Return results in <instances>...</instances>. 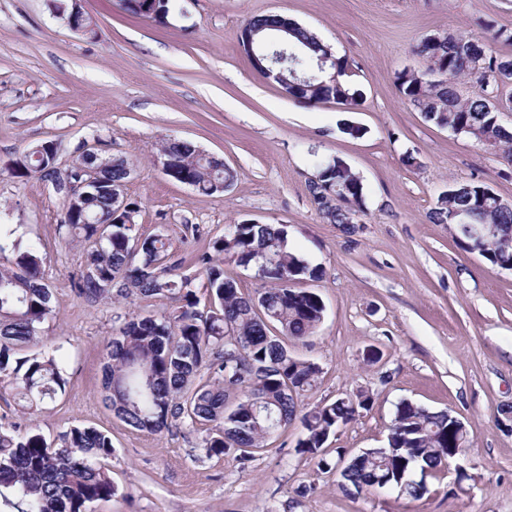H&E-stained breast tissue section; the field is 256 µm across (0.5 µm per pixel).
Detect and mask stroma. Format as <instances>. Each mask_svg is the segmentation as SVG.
<instances>
[{
	"instance_id": "stroma-1",
	"label": "stroma",
	"mask_w": 512,
	"mask_h": 512,
	"mask_svg": "<svg viewBox=\"0 0 512 512\" xmlns=\"http://www.w3.org/2000/svg\"><path fill=\"white\" fill-rule=\"evenodd\" d=\"M57 1L79 5L89 31H72ZM268 14L348 57L361 105L348 113L312 106L255 71L239 34ZM479 17L512 32V0H174L163 24L120 0H0V222L37 244L54 290L43 336L63 340L67 378L46 410L22 411L11 391H0V423L49 439L80 424L109 435L104 464L116 494L95 512H512V270L463 249L447 225L429 219L440 192L458 183L481 182L512 203V164L425 121L394 83L398 70L425 69L416 53L425 36L474 33ZM342 119L363 136L339 133ZM171 138L223 160L236 173L232 186L204 195L165 175L160 148ZM43 142L59 144L64 166L92 145L129 162L126 194L141 232L165 235L199 299L207 292L198 257L225 225L284 227L323 271L305 284L325 304L323 321L288 344L321 368L300 408L358 394L369 407L331 434L319 456L298 448L296 422L245 462L207 458L203 430L151 435L115 418L102 382L116 310L158 314L173 303L135 297L116 306L71 293L82 251L59 228L63 202L12 174L14 161ZM317 157L341 158L363 180L365 213L353 232L325 223L311 201ZM371 348L381 355L374 364ZM403 400L465 424L469 442L457 462L468 481L458 485L450 469L419 500L395 491L345 497L339 461L384 447Z\"/></svg>"
}]
</instances>
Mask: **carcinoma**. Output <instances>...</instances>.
<instances>
[{
	"mask_svg": "<svg viewBox=\"0 0 512 512\" xmlns=\"http://www.w3.org/2000/svg\"><path fill=\"white\" fill-rule=\"evenodd\" d=\"M170 0H134L130 13L159 22L169 13ZM288 27V45L294 53L290 66L306 70L326 53V45L297 22L282 15L251 18L242 33L262 42L272 26ZM426 70L443 71L446 81L428 86L423 72L404 68L395 73L402 97L426 121L477 142L503 149L512 163V131L498 120V110L488 88L512 82V55H500L486 37L445 33L424 38L416 47ZM503 73L499 84L486 83L487 75ZM356 73L337 85L315 81L295 94V99L316 105L334 99L356 106L362 97ZM468 79L475 94L460 100L451 84ZM161 156L173 162L172 178L189 182L206 195L217 185L232 186L235 172L204 154L193 143L168 139ZM53 150L35 146L14 164L19 178H36L53 186L50 161ZM107 162L106 183L128 179L123 157L97 158ZM318 180L309 184L312 203L329 224H355L354 213L364 210L365 188L360 177L342 166V160L317 159ZM458 212L471 224H491L495 234L473 238L463 230L457 240L492 264L512 267V204L488 192L480 182L448 187L438 197L430 218L448 223ZM138 206L127 202L112 213L104 192H95L62 217L66 236L96 245L86 249L72 279L74 295L87 302L143 297H168L176 306L161 315H117L118 332L107 346L103 403L134 430L160 434L174 426L204 428L206 457L229 454L242 462L252 450L263 447L274 432L301 418L303 437L297 447L315 455L336 428L352 422L358 404L347 397L298 415V397L313 387L320 368L315 362L288 353L273 330L296 341L310 336L324 318L322 298L295 287L302 279L318 280L323 271L312 266L288 242L287 231L272 224L224 225V235L212 243L214 254L198 257L205 268L209 305L199 309L188 279L177 278L182 259L168 250L162 234L145 235L137 227ZM16 229L0 224V253L11 244L12 258L0 263V385L8 386L23 402L21 408H40L65 392L67 379L61 367V348H38L41 325L53 311V288L45 281L41 260L33 246H21ZM270 255L274 263L257 273L269 287L255 297H244L236 282L224 274L230 261L256 268V258ZM241 347L236 357H224L227 332ZM462 436L446 411H434L408 400L396 406L386 446L370 448L352 457L340 471L339 486L356 497L393 474L406 481V493L423 497L416 474L433 478L448 469ZM112 456V439L93 426L75 425L51 441L17 426H0V512H88L95 503L108 502L115 488L100 461Z\"/></svg>",
	"mask_w": 512,
	"mask_h": 512,
	"instance_id": "1",
	"label": "carcinoma"
}]
</instances>
